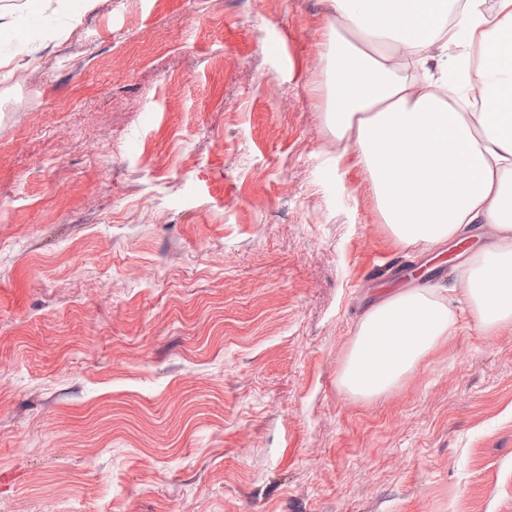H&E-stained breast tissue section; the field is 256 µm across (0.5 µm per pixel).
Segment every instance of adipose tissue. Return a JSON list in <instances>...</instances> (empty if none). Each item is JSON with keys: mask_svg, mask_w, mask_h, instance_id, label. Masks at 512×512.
Here are the masks:
<instances>
[{"mask_svg": "<svg viewBox=\"0 0 512 512\" xmlns=\"http://www.w3.org/2000/svg\"><path fill=\"white\" fill-rule=\"evenodd\" d=\"M329 2L325 122L347 145L337 164L367 176L397 246H442L474 224L495 238L446 292L398 290L366 311L339 385L369 399L457 336L459 285L485 335L512 324V0ZM437 55L448 63L430 70Z\"/></svg>", "mask_w": 512, "mask_h": 512, "instance_id": "1", "label": "adipose tissue"}]
</instances>
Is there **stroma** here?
<instances>
[{"label": "stroma", "instance_id": "35a3bbf8", "mask_svg": "<svg viewBox=\"0 0 512 512\" xmlns=\"http://www.w3.org/2000/svg\"><path fill=\"white\" fill-rule=\"evenodd\" d=\"M325 0H56L0 38V512H512V325L337 384L391 247Z\"/></svg>", "mask_w": 512, "mask_h": 512}]
</instances>
